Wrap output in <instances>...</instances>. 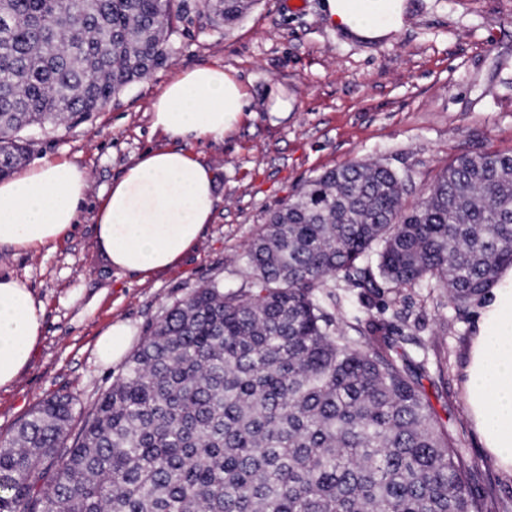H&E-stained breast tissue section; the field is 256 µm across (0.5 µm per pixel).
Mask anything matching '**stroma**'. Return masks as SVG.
I'll list each match as a JSON object with an SVG mask.
<instances>
[{"label":"stroma","instance_id":"obj_1","mask_svg":"<svg viewBox=\"0 0 512 512\" xmlns=\"http://www.w3.org/2000/svg\"><path fill=\"white\" fill-rule=\"evenodd\" d=\"M406 25L370 41L331 27L323 0H258L231 29L211 26L201 0H185L166 43L168 60L76 124L35 130L32 159H68L91 179L79 227L52 249L0 248V276L24 280L44 306L28 368L0 389V438L39 402L67 396L89 408L123 364L103 363L95 341L128 326L137 348L166 309L196 288L235 291L241 256L269 213L298 186L352 161L379 160L407 174L408 203L466 153H512V0H407ZM218 64L245 84L251 110L220 143L195 145L216 172L214 219L177 267L146 278L117 272L95 243L97 195L149 148L151 104L177 72ZM279 93L289 111L269 110ZM331 314L382 320L390 339L423 362L422 387L472 468L473 494L512 505V474L484 454L464 404L463 368L480 300L458 306L444 289H337Z\"/></svg>","mask_w":512,"mask_h":512}]
</instances>
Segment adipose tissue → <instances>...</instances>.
Masks as SVG:
<instances>
[{
    "mask_svg": "<svg viewBox=\"0 0 512 512\" xmlns=\"http://www.w3.org/2000/svg\"><path fill=\"white\" fill-rule=\"evenodd\" d=\"M405 0H325L344 33L378 39L404 25ZM242 83L223 66L178 72L151 106L154 130L177 141L150 149L98 196L96 244L114 269L148 275L180 263L195 247L217 202L216 174L192 151L220 142L248 110ZM90 175L43 157L0 180V247L52 248L78 224ZM43 306L25 282L0 276V388L13 385L43 335ZM464 400L485 453L512 473V268L486 294L465 370Z\"/></svg>",
    "mask_w": 512,
    "mask_h": 512,
    "instance_id": "adipose-tissue-1",
    "label": "adipose tissue"
}]
</instances>
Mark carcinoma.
Masks as SVG:
<instances>
[{
  "mask_svg": "<svg viewBox=\"0 0 512 512\" xmlns=\"http://www.w3.org/2000/svg\"><path fill=\"white\" fill-rule=\"evenodd\" d=\"M176 0H0V178L167 60ZM257 0H204L215 27ZM354 161L305 181L244 254L248 290L167 309L93 406L0 439V512H493L385 325L336 319V278L429 280L458 305L512 265V154H463L422 198ZM76 435H71L75 421Z\"/></svg>",
  "mask_w": 512,
  "mask_h": 512,
  "instance_id": "carcinoma-1",
  "label": "carcinoma"
}]
</instances>
